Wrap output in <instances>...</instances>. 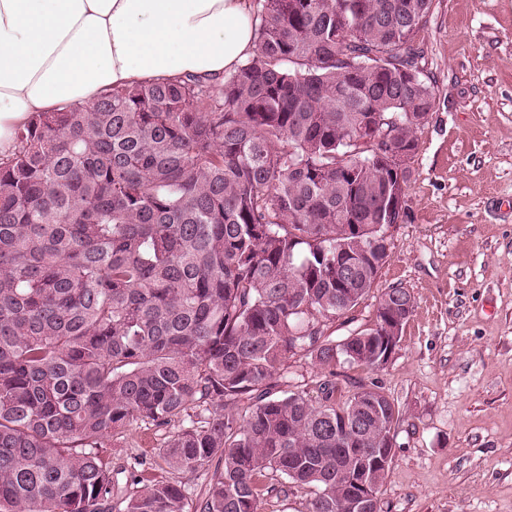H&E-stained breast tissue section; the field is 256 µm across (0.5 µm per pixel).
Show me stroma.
Listing matches in <instances>:
<instances>
[{"label":"stroma","mask_w":512,"mask_h":512,"mask_svg":"<svg viewBox=\"0 0 512 512\" xmlns=\"http://www.w3.org/2000/svg\"><path fill=\"white\" fill-rule=\"evenodd\" d=\"M417 40L436 104L418 133L408 218L340 341L374 325L387 288L414 310L380 370L339 366L336 398L378 383L403 413L381 512H512V0H433ZM139 423L112 465L156 458Z\"/></svg>","instance_id":"1"}]
</instances>
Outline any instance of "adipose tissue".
I'll return each instance as SVG.
<instances>
[{
	"instance_id": "1",
	"label": "adipose tissue",
	"mask_w": 512,
	"mask_h": 512,
	"mask_svg": "<svg viewBox=\"0 0 512 512\" xmlns=\"http://www.w3.org/2000/svg\"><path fill=\"white\" fill-rule=\"evenodd\" d=\"M255 47L250 0H0V154L37 113L108 88L221 77Z\"/></svg>"
}]
</instances>
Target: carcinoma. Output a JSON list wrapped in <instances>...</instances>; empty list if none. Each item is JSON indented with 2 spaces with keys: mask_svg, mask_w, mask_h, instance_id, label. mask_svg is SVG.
<instances>
[{
  "mask_svg": "<svg viewBox=\"0 0 512 512\" xmlns=\"http://www.w3.org/2000/svg\"><path fill=\"white\" fill-rule=\"evenodd\" d=\"M256 49L221 79L105 91L41 112L0 158V512H262L270 473L308 512H380L402 413L371 384L336 401L340 363L386 366L414 300L374 326H323L388 257L398 175L351 143L364 129L415 154L435 107L416 36L433 0H254ZM312 354L314 402L279 389ZM148 422L156 462L115 489L102 448ZM210 474L199 473L197 475H187L184 477L185 489L189 503V511L196 512L198 503L205 493L206 485Z\"/></svg>",
  "mask_w": 512,
  "mask_h": 512,
  "instance_id": "obj_1",
  "label": "carcinoma"
}]
</instances>
